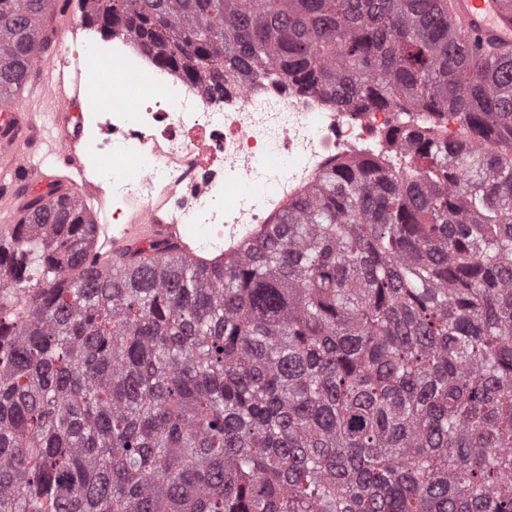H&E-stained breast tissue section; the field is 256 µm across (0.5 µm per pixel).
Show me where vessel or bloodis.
I'll return each instance as SVG.
<instances>
[{"label":"vessel or blood","mask_w":512,"mask_h":512,"mask_svg":"<svg viewBox=\"0 0 512 512\" xmlns=\"http://www.w3.org/2000/svg\"><path fill=\"white\" fill-rule=\"evenodd\" d=\"M464 43L493 40L512 49V0H449ZM77 38L68 0H58L49 55L63 51ZM35 81L23 98L8 100L0 113V222L16 223L38 197L83 195L104 214L107 200L102 188L88 176L82 97L111 85L113 75L102 68L69 71L47 62L35 63ZM102 254L152 243H174L189 255L222 250L210 240L174 223L166 202L151 210L134 208L130 223L110 227L98 224Z\"/></svg>","instance_id":"vessel-or-blood-1"}]
</instances>
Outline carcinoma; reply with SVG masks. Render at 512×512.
<instances>
[{"mask_svg": "<svg viewBox=\"0 0 512 512\" xmlns=\"http://www.w3.org/2000/svg\"><path fill=\"white\" fill-rule=\"evenodd\" d=\"M53 2L0 0V98ZM78 4L208 95L391 111L407 163L332 159L212 260L102 261L75 197L0 226V512H512V53L448 0Z\"/></svg>", "mask_w": 512, "mask_h": 512, "instance_id": "cac0c4a2", "label": "carcinoma"}]
</instances>
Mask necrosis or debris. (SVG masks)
Listing matches in <instances>:
<instances>
[{
    "mask_svg": "<svg viewBox=\"0 0 512 512\" xmlns=\"http://www.w3.org/2000/svg\"><path fill=\"white\" fill-rule=\"evenodd\" d=\"M151 80V92L129 102L126 83L118 82L98 145L104 153L133 149L141 174L115 169L106 178L142 209L167 199L176 223L204 233L266 220V201L228 197V184L300 190L329 159L372 152L370 134L392 124L391 113L347 111L263 74L219 97L163 69Z\"/></svg>",
    "mask_w": 512,
    "mask_h": 512,
    "instance_id": "1",
    "label": "necrosis or debris"
}]
</instances>
